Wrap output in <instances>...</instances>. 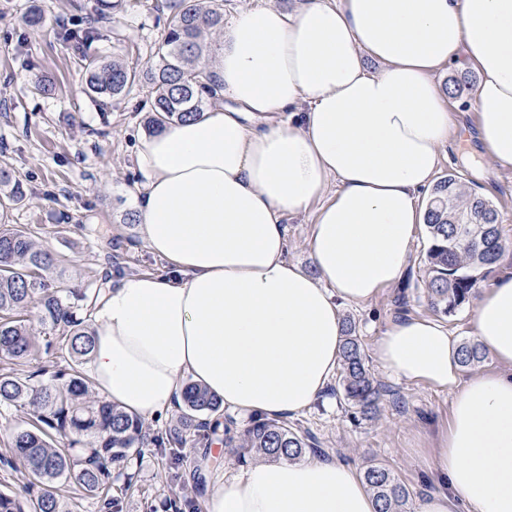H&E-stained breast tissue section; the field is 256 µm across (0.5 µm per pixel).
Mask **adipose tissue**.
<instances>
[{
	"mask_svg": "<svg viewBox=\"0 0 512 512\" xmlns=\"http://www.w3.org/2000/svg\"><path fill=\"white\" fill-rule=\"evenodd\" d=\"M462 60L479 75L476 148L512 168V0H268L233 17L207 65L212 102L137 147L141 236L168 269L108 285L95 390L144 419L170 412L188 377L244 417L308 410L339 365L342 307L408 264L454 127L437 78ZM307 215L305 267L286 222ZM472 323L498 366L466 380L432 317L399 318L373 349L387 375L454 393L416 451L439 484L418 512H512V274L480 289ZM206 512L375 504L352 467L314 457L216 474Z\"/></svg>",
	"mask_w": 512,
	"mask_h": 512,
	"instance_id": "adipose-tissue-1",
	"label": "adipose tissue"
}]
</instances>
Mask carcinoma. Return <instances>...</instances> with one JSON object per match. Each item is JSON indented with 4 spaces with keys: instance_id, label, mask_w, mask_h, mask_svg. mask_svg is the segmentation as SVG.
Instances as JSON below:
<instances>
[{
    "instance_id": "obj_1",
    "label": "carcinoma",
    "mask_w": 512,
    "mask_h": 512,
    "mask_svg": "<svg viewBox=\"0 0 512 512\" xmlns=\"http://www.w3.org/2000/svg\"><path fill=\"white\" fill-rule=\"evenodd\" d=\"M171 18L162 37L155 68L137 71L118 60H86L88 92L100 101L118 99L141 83L152 86L148 122L157 129L199 112L213 97L205 82L206 31L224 29V8L206 0H168ZM111 13L97 5L89 23L65 28L67 41L87 42L98 36V25ZM0 359L8 367L0 372V409L26 408L31 419L11 430V469L21 464L36 496L22 500L0 493V512H71L57 489L76 486L84 496L97 498L112 488V471L127 466L133 455L154 447L172 464L179 463L186 442L183 431L152 435L144 421L96 396L83 364L90 360L95 333L82 308L91 309L99 294L90 297L60 285L54 277L56 259L36 240L26 225L8 224L10 206L26 197L23 184L0 166ZM425 225L427 297L431 307L445 316L470 301L477 277L497 264L503 251L497 211L489 201L467 190L450 174L438 181L426 206ZM85 302V306L78 302ZM65 352L66 365L54 371L30 370L40 348ZM463 367L481 364L486 351L475 341L458 345ZM336 391L354 413L372 414L382 396L365 365L356 325L344 321L340 374ZM221 403L193 381L183 385L180 425L193 426L197 414H212ZM77 449L72 454L56 446V439ZM224 446L240 459L248 456L274 461H296L316 447L315 437L288 425L286 420L254 419L239 435L225 433ZM363 481L376 512H411V492L387 466L371 464Z\"/></svg>"
}]
</instances>
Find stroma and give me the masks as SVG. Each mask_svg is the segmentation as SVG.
I'll list each match as a JSON object with an SVG mask.
<instances>
[{"label":"stroma","mask_w":512,"mask_h":512,"mask_svg":"<svg viewBox=\"0 0 512 512\" xmlns=\"http://www.w3.org/2000/svg\"><path fill=\"white\" fill-rule=\"evenodd\" d=\"M94 0H0V165L23 182L26 198L10 209V223L39 230L40 243L57 255L68 286L94 293L128 274L163 270L164 260L144 245L140 226L128 223L136 210L142 181L135 154L146 135L149 86L101 104L85 92L83 57L118 59L138 70L153 66L167 27L161 0H111L112 21L94 41L75 47L59 35L61 24L89 16ZM45 15L42 28L22 22L30 9ZM50 74L51 94L32 88L36 77ZM463 82L453 100L458 129L442 152L438 176L456 173L498 212V228L512 249V170H502L477 155L470 133L476 115L472 93L476 73L461 63L442 76ZM427 230L412 246L407 270L395 285L358 307H345L355 323L366 363L384 389L378 413L353 421L334 391L292 423L317 439L319 454L363 471L368 461L387 465L405 481L412 505L432 493L435 482L417 462L415 450L429 444L448 419L451 393L396 380L375 362L373 347L391 320L403 314H430L424 286ZM178 469L154 448L132 457L112 473L113 505L79 495L74 486L59 493L71 512H205L213 474H232L242 464L228 448L213 446L201 432H186Z\"/></svg>","instance_id":"stroma-1"}]
</instances>
